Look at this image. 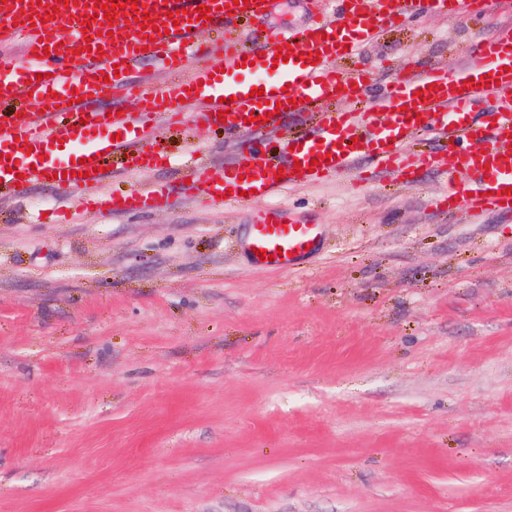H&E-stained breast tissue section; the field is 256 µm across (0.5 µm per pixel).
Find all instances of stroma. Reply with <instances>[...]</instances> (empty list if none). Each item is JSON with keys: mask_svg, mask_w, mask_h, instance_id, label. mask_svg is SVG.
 Masks as SVG:
<instances>
[{"mask_svg": "<svg viewBox=\"0 0 512 512\" xmlns=\"http://www.w3.org/2000/svg\"><path fill=\"white\" fill-rule=\"evenodd\" d=\"M491 2L362 54L380 81L463 64L512 27ZM254 139L199 122L161 134L157 167L112 158L115 194L168 185L152 212L0 191V512H512V214L441 212L430 169L186 201L188 150L215 174ZM53 207L74 222L32 223ZM269 210L318 225V250L257 267Z\"/></svg>", "mask_w": 512, "mask_h": 512, "instance_id": "stroma-1", "label": "stroma"}]
</instances>
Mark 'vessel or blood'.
I'll return each mask as SVG.
<instances>
[{"instance_id":"1","label":"vessel or blood","mask_w":512,"mask_h":512,"mask_svg":"<svg viewBox=\"0 0 512 512\" xmlns=\"http://www.w3.org/2000/svg\"><path fill=\"white\" fill-rule=\"evenodd\" d=\"M56 2L0 0V48L24 46L22 64L0 71V100L17 105L0 112V184L42 178L88 207L146 212L168 203V189L153 184L121 196L104 191L106 157L124 156L133 171L159 163L153 141L162 122L189 109L231 137L245 127L260 133L272 126L270 103L295 112L307 98L318 107L315 124L282 142L278 152L260 147L212 177L188 159L196 174L190 198L240 204L244 192L265 197L280 182H292L300 168L313 184L332 178L358 183L365 158L378 170L413 174L436 161L408 149L432 130L458 157L444 172L440 209L474 217L512 213L511 27L478 40L475 56L449 70L401 71L378 84L365 69L338 65L359 55L382 27L415 11L472 19L486 13L490 0H330L328 11L299 30L266 27L255 47L225 39L214 64L191 71L184 62L199 31L262 22L277 0H249L242 8L233 0H131L114 9L110 21L97 0H70L69 10L60 12ZM202 6L209 19H199ZM144 15L149 23L139 24ZM280 53L287 62H277ZM149 63L177 75V82L160 87L130 79V71ZM106 97L134 99L138 109L103 119L96 104ZM490 97L498 99L497 108L479 111ZM476 141L484 149L472 151ZM318 243L316 225L274 212L249 220L247 246L272 255V267L297 265Z\"/></svg>"}]
</instances>
